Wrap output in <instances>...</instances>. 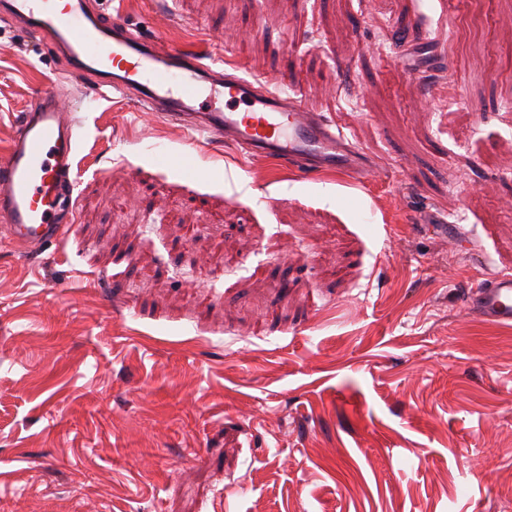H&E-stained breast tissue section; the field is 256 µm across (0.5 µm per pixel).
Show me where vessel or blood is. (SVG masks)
Here are the masks:
<instances>
[{
    "mask_svg": "<svg viewBox=\"0 0 512 512\" xmlns=\"http://www.w3.org/2000/svg\"><path fill=\"white\" fill-rule=\"evenodd\" d=\"M0 14L67 58L72 73L97 91L132 97L145 112L161 113L188 138L221 139L243 158H276L308 171L369 174V157L341 125L310 110L295 95L224 73V58L202 62L136 35L124 17L106 15L99 0H0ZM21 116L9 151L0 157V237L24 249L60 241L75 220L71 176L79 125L61 86L41 89ZM468 306L482 318L512 323V274L495 272L469 291Z\"/></svg>",
    "mask_w": 512,
    "mask_h": 512,
    "instance_id": "vessel-or-blood-1",
    "label": "vessel or blood"
}]
</instances>
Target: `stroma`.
Returning <instances> with one entry per match:
<instances>
[{
	"label": "stroma",
	"instance_id": "1",
	"mask_svg": "<svg viewBox=\"0 0 512 512\" xmlns=\"http://www.w3.org/2000/svg\"><path fill=\"white\" fill-rule=\"evenodd\" d=\"M119 6L382 171L188 145L0 17V155L81 102L75 224L0 242V512H512V324L465 304L512 273V0Z\"/></svg>",
	"mask_w": 512,
	"mask_h": 512
}]
</instances>
